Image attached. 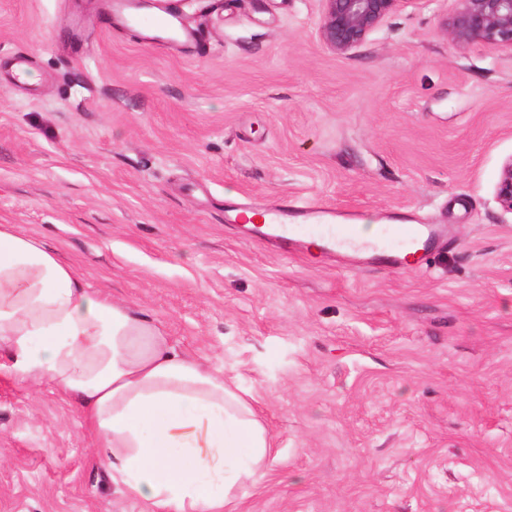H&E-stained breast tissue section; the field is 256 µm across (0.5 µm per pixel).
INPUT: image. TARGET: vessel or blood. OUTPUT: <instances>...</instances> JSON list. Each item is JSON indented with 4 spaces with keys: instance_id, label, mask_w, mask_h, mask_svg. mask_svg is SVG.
<instances>
[{
    "instance_id": "b4317fda",
    "label": "vessel or blood",
    "mask_w": 512,
    "mask_h": 512,
    "mask_svg": "<svg viewBox=\"0 0 512 512\" xmlns=\"http://www.w3.org/2000/svg\"><path fill=\"white\" fill-rule=\"evenodd\" d=\"M152 29L170 34L171 44L188 43L200 48L204 45L201 31L178 29L177 16L166 11L157 15L150 23ZM267 226L257 233L265 240L290 241L300 223H317L325 228L324 242L327 248L342 252L361 254L371 263L385 264L393 268L403 266L416 269L423 266L434 249L437 232L425 224H385L372 238H364L362 227L355 221L339 222L335 209L325 206L317 199L292 198L268 212ZM401 237L405 250L393 251L391 240Z\"/></svg>"
}]
</instances>
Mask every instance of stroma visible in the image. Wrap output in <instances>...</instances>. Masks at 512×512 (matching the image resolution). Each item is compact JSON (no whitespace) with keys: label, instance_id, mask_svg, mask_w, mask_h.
Wrapping results in <instances>:
<instances>
[{"label":"stroma","instance_id":"stroma-1","mask_svg":"<svg viewBox=\"0 0 512 512\" xmlns=\"http://www.w3.org/2000/svg\"><path fill=\"white\" fill-rule=\"evenodd\" d=\"M170 4L206 55L101 31L126 0H0V224L257 399L273 462L239 512H512V51L451 45L456 0L347 56L318 38L321 0ZM295 196L448 240L415 271L224 222ZM8 365L0 512H152L78 404Z\"/></svg>","mask_w":512,"mask_h":512}]
</instances>
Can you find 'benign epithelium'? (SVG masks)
<instances>
[{
  "label": "benign epithelium",
  "instance_id": "obj_1",
  "mask_svg": "<svg viewBox=\"0 0 512 512\" xmlns=\"http://www.w3.org/2000/svg\"><path fill=\"white\" fill-rule=\"evenodd\" d=\"M318 36L338 56H346L378 32L386 20L421 0H321ZM444 21L453 45L481 42L512 50V0H457ZM500 204L512 211V159L503 167L497 187Z\"/></svg>",
  "mask_w": 512,
  "mask_h": 512
}]
</instances>
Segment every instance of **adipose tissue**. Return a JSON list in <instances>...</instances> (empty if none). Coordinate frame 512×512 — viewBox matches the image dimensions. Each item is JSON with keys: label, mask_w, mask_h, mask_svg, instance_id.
<instances>
[{"label": "adipose tissue", "mask_w": 512, "mask_h": 512, "mask_svg": "<svg viewBox=\"0 0 512 512\" xmlns=\"http://www.w3.org/2000/svg\"><path fill=\"white\" fill-rule=\"evenodd\" d=\"M0 348L20 381L79 403L112 481L154 512H236L239 488L270 467L252 394L12 224H0Z\"/></svg>", "instance_id": "obj_1"}]
</instances>
